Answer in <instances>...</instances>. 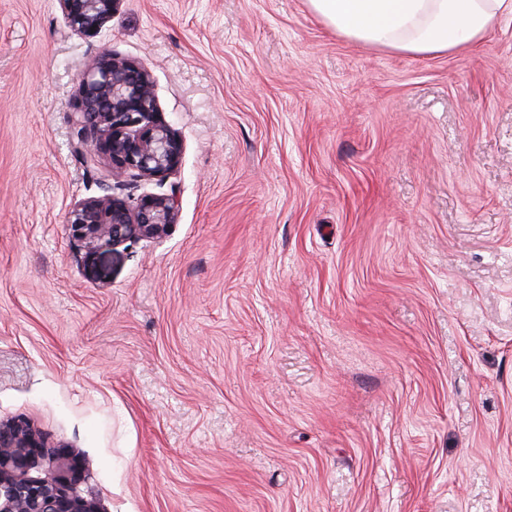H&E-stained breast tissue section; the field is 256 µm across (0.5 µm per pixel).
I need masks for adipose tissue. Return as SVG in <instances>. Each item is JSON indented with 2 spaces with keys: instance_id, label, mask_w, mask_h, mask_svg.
I'll return each instance as SVG.
<instances>
[{
  "instance_id": "adipose-tissue-1",
  "label": "adipose tissue",
  "mask_w": 512,
  "mask_h": 512,
  "mask_svg": "<svg viewBox=\"0 0 512 512\" xmlns=\"http://www.w3.org/2000/svg\"><path fill=\"white\" fill-rule=\"evenodd\" d=\"M337 34L397 52L432 54L480 40L512 0H308Z\"/></svg>"
}]
</instances>
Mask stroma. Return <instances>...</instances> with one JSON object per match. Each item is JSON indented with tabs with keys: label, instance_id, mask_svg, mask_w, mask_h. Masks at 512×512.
I'll use <instances>...</instances> for the list:
<instances>
[{
	"label": "stroma",
	"instance_id": "obj_1",
	"mask_svg": "<svg viewBox=\"0 0 512 512\" xmlns=\"http://www.w3.org/2000/svg\"><path fill=\"white\" fill-rule=\"evenodd\" d=\"M179 131L164 235L78 260L100 50ZM103 512H512V17L437 55L306 0H0V421ZM123 0H58L68 26L80 35L95 37L111 21Z\"/></svg>",
	"mask_w": 512,
	"mask_h": 512
}]
</instances>
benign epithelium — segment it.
<instances>
[{"mask_svg":"<svg viewBox=\"0 0 512 512\" xmlns=\"http://www.w3.org/2000/svg\"><path fill=\"white\" fill-rule=\"evenodd\" d=\"M122 0H58L68 26L88 38L112 20ZM74 110V150L103 166V193L75 201L66 226L83 251L85 269L102 277V258L117 247L162 236L177 223L176 191L148 193L131 204L115 192L126 182L162 186L181 164L184 146L162 115L141 64L101 51L83 73ZM79 458L23 420L0 422V512H101L82 497Z\"/></svg>","mask_w":512,"mask_h":512,"instance_id":"benign-epithelium-1","label":"benign epithelium"}]
</instances>
